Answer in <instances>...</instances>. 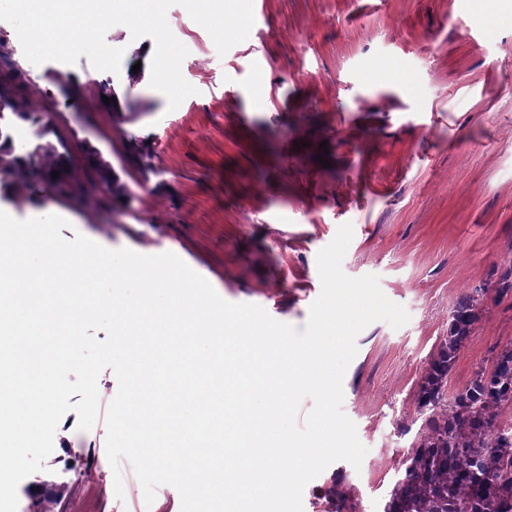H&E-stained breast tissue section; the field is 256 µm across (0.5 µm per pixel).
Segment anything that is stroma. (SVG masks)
Wrapping results in <instances>:
<instances>
[{
	"instance_id": "1",
	"label": "stroma",
	"mask_w": 512,
	"mask_h": 512,
	"mask_svg": "<svg viewBox=\"0 0 512 512\" xmlns=\"http://www.w3.org/2000/svg\"><path fill=\"white\" fill-rule=\"evenodd\" d=\"M253 11L248 38L222 55L182 6L168 10L196 89L172 111L125 26L105 34L124 51L109 77L84 56L36 65L17 48L32 108L56 111L71 153L96 149L130 198L75 202L22 185L0 211L61 216L64 238L110 250L174 253L227 302L298 329L321 293L319 251L352 224L343 272L378 276L410 319L358 335L343 409L367 454L357 468L332 463L302 500L304 512H337L344 490L351 512H384L426 430L415 394L456 303L512 265V0H253ZM89 72L111 78L119 111L87 91ZM479 309L447 396L512 343V294H487ZM105 437L67 413L47 459L52 484L39 493L22 480V503L131 512L89 471Z\"/></svg>"
}]
</instances>
